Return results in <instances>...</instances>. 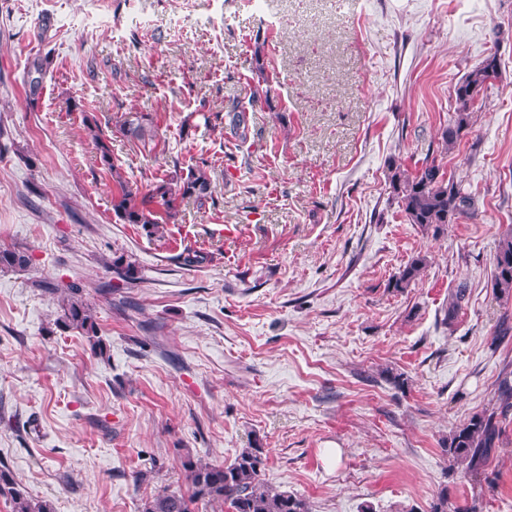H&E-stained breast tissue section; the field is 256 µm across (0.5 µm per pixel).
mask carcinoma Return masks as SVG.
<instances>
[{"mask_svg":"<svg viewBox=\"0 0 512 512\" xmlns=\"http://www.w3.org/2000/svg\"><path fill=\"white\" fill-rule=\"evenodd\" d=\"M499 59L488 54L482 62L454 86L455 111L448 125L441 131L442 146L448 147L462 140L471 122V112L486 84L498 78ZM122 133L133 140L144 142L153 137L144 116L130 112L120 123ZM100 150L102 166L117 176L118 192L112 198V210L126 224L158 225L175 218L180 203L191 197L202 199L211 194V183L206 171L200 167L187 173H174L144 189L118 176L112 163L109 146L94 136ZM388 183L406 220L436 238L446 227L462 216L476 214V201L464 192L453 177L447 175L437 159L422 161L411 172L402 165L389 166ZM427 259L414 257L394 274L388 288L403 292L420 276ZM24 269L28 257L21 251L0 250V266ZM492 288L501 297H512V229L501 235L493 262ZM463 285L448 295L444 309V323L451 325L457 319L466 299ZM59 323L81 330L92 342V350L102 356L105 346L98 337L96 323L88 305L82 300L79 287L71 285L64 290ZM512 338V315L503 313L494 334V342L503 343ZM499 406L488 412L475 413L457 425L442 448L448 461L462 464L471 472L484 470L493 460L500 440L512 415V370L503 369L497 383ZM265 456L262 448H246L224 466L187 462L184 464L191 484V494L186 497L176 492L164 491L144 500L140 512H192L196 501L218 503L227 512H309L307 502L288 492L271 488L264 478ZM0 498L11 504V512H54L52 505L28 497L13 474L0 468Z\"/></svg>","mask_w":512,"mask_h":512,"instance_id":"obj_1","label":"carcinoma"}]
</instances>
